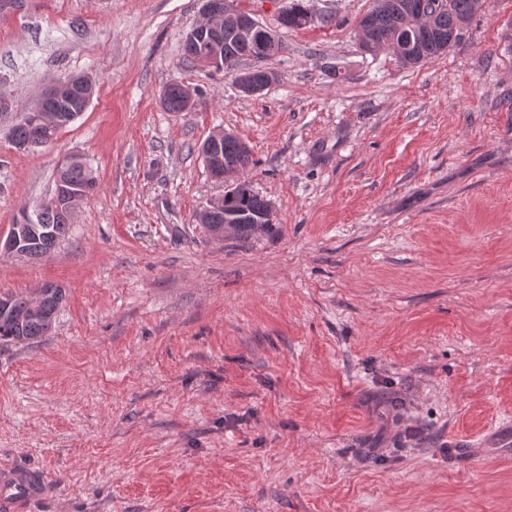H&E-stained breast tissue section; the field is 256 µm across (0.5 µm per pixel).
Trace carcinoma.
I'll return each mask as SVG.
<instances>
[{"label": "carcinoma", "instance_id": "carcinoma-1", "mask_svg": "<svg viewBox=\"0 0 512 512\" xmlns=\"http://www.w3.org/2000/svg\"><path fill=\"white\" fill-rule=\"evenodd\" d=\"M419 0H372L370 9L365 13L360 28L363 36L357 38L362 53L376 55L390 48L394 43L402 47V53L396 57L403 67H414L426 63L448 51L451 44L449 36L459 30V22L471 20L484 8L483 0H447L448 9L418 26L406 23L408 6ZM315 14L311 0H292L291 5L279 16V23L287 29L307 26L306 19ZM214 49L210 36H201L195 42L184 46V57L190 62H203L210 57ZM285 46L280 38L266 40L261 48L252 47L242 41L237 24L230 17L224 18L221 36V51L224 56V71L239 73L237 65L242 61L250 62L245 70L251 81L265 88L270 85L273 72L265 63L282 53ZM167 96L161 102L167 112H190L195 103H189L179 91L178 84L165 86ZM87 95L79 94L68 98L55 99L50 103V111L66 112L78 118L88 107ZM60 127H44L32 124L26 119L14 123L9 131L13 145L19 151L28 152L51 144ZM224 173L230 177L246 169L252 163L251 152L241 149L235 137H226L221 144ZM65 184L77 197L74 207L86 200L97 189V178L92 169L81 159L71 157L56 170L55 185ZM271 203L255 192L250 183L236 182L234 187L224 193V213L199 212L198 221L207 232L215 231L228 221L234 224V237L249 239L258 233L272 229L268 221ZM38 224L46 232H37L28 238L27 248L30 259H41L50 254L66 237L70 229L69 214L57 210L48 202L38 211ZM10 304L0 307V345L34 342L49 335L55 324L57 313L65 295L60 288H47L44 291L41 311L38 315L21 319L20 313L30 304L31 295L9 293Z\"/></svg>", "mask_w": 512, "mask_h": 512}]
</instances>
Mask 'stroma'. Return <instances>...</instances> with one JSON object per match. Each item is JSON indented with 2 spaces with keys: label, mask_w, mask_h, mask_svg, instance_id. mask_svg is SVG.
Instances as JSON below:
<instances>
[{
  "label": "stroma",
  "mask_w": 512,
  "mask_h": 512,
  "mask_svg": "<svg viewBox=\"0 0 512 512\" xmlns=\"http://www.w3.org/2000/svg\"><path fill=\"white\" fill-rule=\"evenodd\" d=\"M287 4L241 2L286 46L253 97L185 60L203 0L0 7V94L97 85L51 146L0 120V235L62 158L98 179L49 255L0 254V293H66L51 336L0 346V464L45 475L30 512H512V0L412 68L360 53L371 0H314L333 21L300 29ZM176 81L193 111L162 108ZM218 129L272 233L196 222L228 188L199 153Z\"/></svg>",
  "instance_id": "stroma-1"
}]
</instances>
